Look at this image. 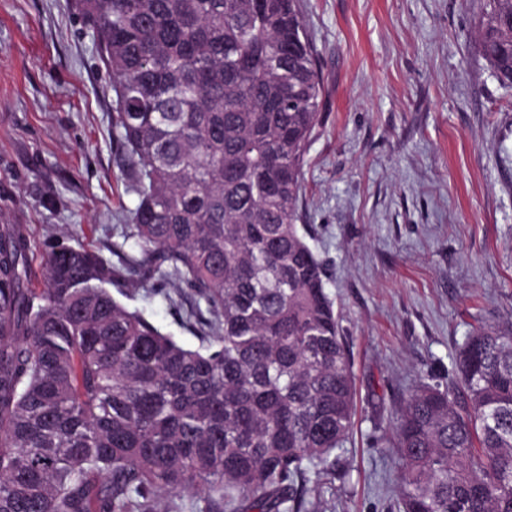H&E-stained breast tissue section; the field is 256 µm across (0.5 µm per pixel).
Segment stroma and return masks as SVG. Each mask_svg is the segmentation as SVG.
Here are the masks:
<instances>
[{
  "label": "stroma",
  "mask_w": 512,
  "mask_h": 512,
  "mask_svg": "<svg viewBox=\"0 0 512 512\" xmlns=\"http://www.w3.org/2000/svg\"><path fill=\"white\" fill-rule=\"evenodd\" d=\"M323 78L299 204L356 378L342 475L314 512H397L391 414L446 380L468 331L512 323V87L477 50L484 0H301ZM112 81L74 0H0V225L40 274L57 240L112 255L137 203ZM151 280L123 301L184 344L189 303Z\"/></svg>",
  "instance_id": "stroma-1"
}]
</instances>
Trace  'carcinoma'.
Segmentation results:
<instances>
[{
  "instance_id": "carcinoma-1",
  "label": "carcinoma",
  "mask_w": 512,
  "mask_h": 512,
  "mask_svg": "<svg viewBox=\"0 0 512 512\" xmlns=\"http://www.w3.org/2000/svg\"><path fill=\"white\" fill-rule=\"evenodd\" d=\"M112 75L138 202L112 258L0 226V512H307L353 428L355 375L323 262L298 223L322 78L300 0H75ZM478 49L512 85V0ZM177 281L188 348L112 289ZM387 443L398 512H512V326L470 330ZM158 512H205L207 504L192 491L175 492L159 498Z\"/></svg>"
}]
</instances>
